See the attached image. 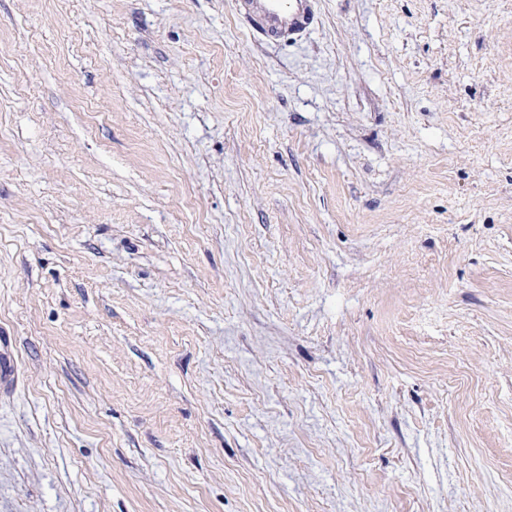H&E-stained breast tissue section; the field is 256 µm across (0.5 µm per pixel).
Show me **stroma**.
<instances>
[{"label": "stroma", "mask_w": 512, "mask_h": 512, "mask_svg": "<svg viewBox=\"0 0 512 512\" xmlns=\"http://www.w3.org/2000/svg\"><path fill=\"white\" fill-rule=\"evenodd\" d=\"M0 0V512H512V0ZM239 9L267 44L307 33L317 23L313 0H239ZM18 384V371L12 352L8 346H4V342L0 336V394L4 396L6 393L13 391Z\"/></svg>", "instance_id": "obj_1"}]
</instances>
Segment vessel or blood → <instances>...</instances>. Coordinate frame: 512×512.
Here are the masks:
<instances>
[{
    "label": "vessel or blood",
    "instance_id": "vessel-or-blood-1",
    "mask_svg": "<svg viewBox=\"0 0 512 512\" xmlns=\"http://www.w3.org/2000/svg\"><path fill=\"white\" fill-rule=\"evenodd\" d=\"M239 9L259 39L268 44L307 33L317 23L314 0H239ZM17 384L13 354L0 343V394L13 391Z\"/></svg>",
    "mask_w": 512,
    "mask_h": 512
}]
</instances>
